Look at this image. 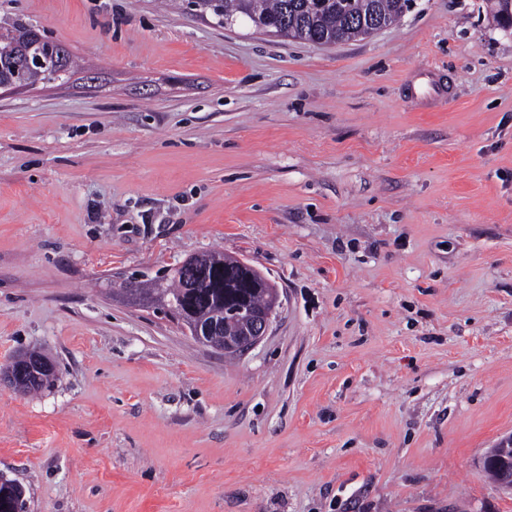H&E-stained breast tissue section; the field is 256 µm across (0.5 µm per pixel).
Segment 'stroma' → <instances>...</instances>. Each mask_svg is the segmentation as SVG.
I'll return each mask as SVG.
<instances>
[{
    "label": "stroma",
    "mask_w": 512,
    "mask_h": 512,
    "mask_svg": "<svg viewBox=\"0 0 512 512\" xmlns=\"http://www.w3.org/2000/svg\"><path fill=\"white\" fill-rule=\"evenodd\" d=\"M410 0L330 46L161 0H0L78 61L0 89V476L26 512H512V30ZM210 250L275 286L227 354L127 298ZM31 354L33 355L26 361V358ZM25 361L26 363L21 366H13L9 363L7 367L1 370V377L3 376L9 382L15 379L13 383L14 387L16 389L18 386L23 387V392L38 391L42 388L50 387L53 384L55 380V373L44 376L45 374L54 372L55 369L54 363L49 357L39 351H31L19 355V357L13 361V364L19 365ZM26 375H29L30 378L36 382H41L37 385H34L27 383L24 379L15 378ZM43 376L44 378H42ZM484 460L494 465L498 484L512 491V448H492Z\"/></svg>",
    "instance_id": "obj_1"
}]
</instances>
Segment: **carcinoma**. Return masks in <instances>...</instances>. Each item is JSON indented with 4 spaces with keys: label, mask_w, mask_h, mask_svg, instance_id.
<instances>
[{
    "label": "carcinoma",
    "mask_w": 512,
    "mask_h": 512,
    "mask_svg": "<svg viewBox=\"0 0 512 512\" xmlns=\"http://www.w3.org/2000/svg\"><path fill=\"white\" fill-rule=\"evenodd\" d=\"M410 0H195L196 15L211 16L217 24H230L243 17L255 26H262L284 37L318 45L354 40L366 35L360 22L373 16L389 25L397 21L408 8ZM48 61L53 72L72 71L74 59L59 42L49 41L33 25L21 20L0 34V76L15 77L26 84L48 80L46 70L34 59ZM240 260L219 252L203 258H189L181 267L152 280L135 277L128 280L130 290L140 298L166 295L179 299L193 308L196 321L224 315V303L242 287L249 272L260 275L251 267H240ZM274 288L255 282L249 293L255 308L267 306ZM25 512L23 488L12 482L0 483V512L12 507Z\"/></svg>",
    "instance_id": "cac0c4a2"
}]
</instances>
